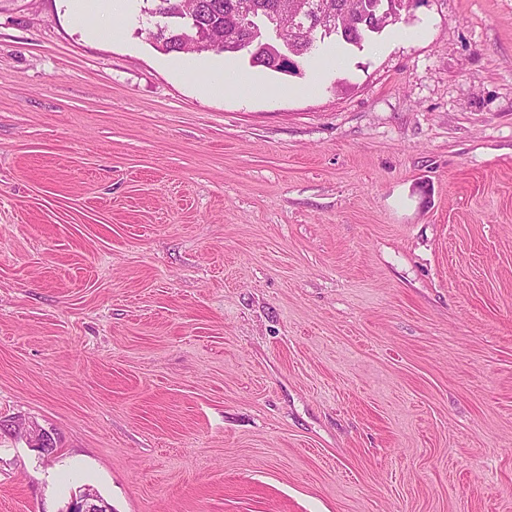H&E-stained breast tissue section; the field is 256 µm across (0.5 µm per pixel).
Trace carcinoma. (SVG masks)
I'll return each instance as SVG.
<instances>
[{
	"label": "carcinoma",
	"instance_id": "obj_1",
	"mask_svg": "<svg viewBox=\"0 0 512 512\" xmlns=\"http://www.w3.org/2000/svg\"><path fill=\"white\" fill-rule=\"evenodd\" d=\"M317 1L337 16L333 26L320 31L319 42L305 39L296 41L289 24H284L281 37H276L264 14L275 8L299 9ZM386 7L399 18L407 7V0H155L152 14L163 18L157 24L152 38L167 53H202L209 51V43H222L226 55L239 53V42L247 38L256 52L250 63L266 69L296 71L294 58H307L327 38L360 48L373 34L383 32L379 25V10ZM194 11L199 25L184 35L170 12Z\"/></svg>",
	"mask_w": 512,
	"mask_h": 512
}]
</instances>
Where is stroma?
<instances>
[{"label":"stroma","mask_w":512,"mask_h":512,"mask_svg":"<svg viewBox=\"0 0 512 512\" xmlns=\"http://www.w3.org/2000/svg\"><path fill=\"white\" fill-rule=\"evenodd\" d=\"M147 7L0 0V512H512V0L256 99ZM74 9L79 15L95 14L88 32L95 39L107 42L121 41L125 35V28L120 23V4L125 0H105L109 2L107 10L100 14L96 2L101 0H71ZM98 20H97V17ZM205 96H222L234 92L243 97L254 98L266 94V87L250 73L240 70L232 63H224L223 69L200 85ZM65 512H111L109 505L89 490L72 496Z\"/></svg>","instance_id":"1"}]
</instances>
